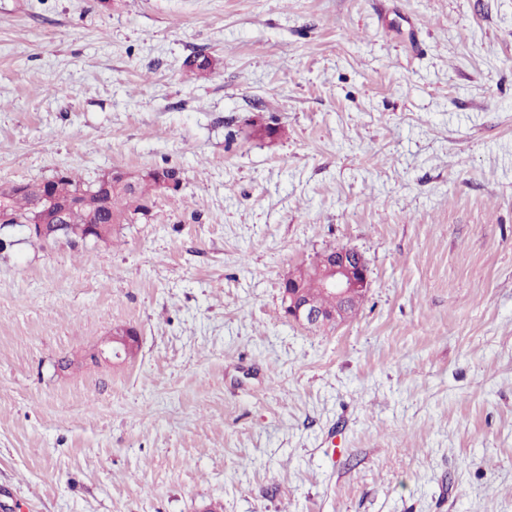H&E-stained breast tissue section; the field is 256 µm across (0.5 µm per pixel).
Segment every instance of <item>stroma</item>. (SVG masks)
Instances as JSON below:
<instances>
[{"label": "stroma", "mask_w": 512, "mask_h": 512, "mask_svg": "<svg viewBox=\"0 0 512 512\" xmlns=\"http://www.w3.org/2000/svg\"><path fill=\"white\" fill-rule=\"evenodd\" d=\"M157 165L109 241L8 231L0 512H512V0H0V185ZM333 246L358 313L288 322ZM331 260L320 266L312 262L296 266L288 274L287 282L283 281L281 297L284 314L289 322L308 329L321 328L329 322L339 323L347 317V308L356 299H365L370 280L368 266L363 255L352 248H329L317 254L316 261L328 258L334 251ZM316 273L322 281L323 288L317 278L309 277L301 282V290L305 297L324 306L303 299L299 292V280L302 275ZM326 291V292H325Z\"/></svg>", "instance_id": "1"}]
</instances>
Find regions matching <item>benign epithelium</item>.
Masks as SVG:
<instances>
[{
	"instance_id": "7a95c632",
	"label": "benign epithelium",
	"mask_w": 512,
	"mask_h": 512,
	"mask_svg": "<svg viewBox=\"0 0 512 512\" xmlns=\"http://www.w3.org/2000/svg\"><path fill=\"white\" fill-rule=\"evenodd\" d=\"M66 208L67 205L42 190L33 197V217L24 225V229L34 235L45 232L50 224L58 227L64 222ZM313 272L321 279L325 291L335 299V307L323 308L303 299L299 292V280L301 276ZM369 288L368 266L363 255L352 248H338L325 264H302L291 270L287 283L281 289L284 314L288 321L308 329L320 328L335 321L339 323L347 317V308L351 302L365 299ZM137 342L138 333L132 329L127 336L113 338V343L100 350L99 356L107 354L120 359Z\"/></svg>"
}]
</instances>
